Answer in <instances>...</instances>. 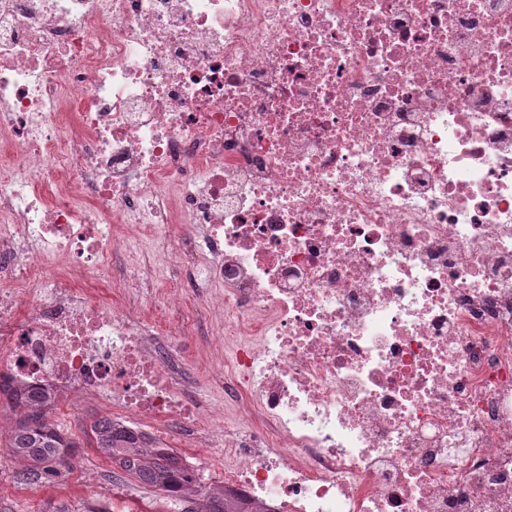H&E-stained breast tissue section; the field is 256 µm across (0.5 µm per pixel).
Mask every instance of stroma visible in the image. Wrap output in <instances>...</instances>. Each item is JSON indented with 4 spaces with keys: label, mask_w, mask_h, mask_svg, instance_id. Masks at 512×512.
Listing matches in <instances>:
<instances>
[{
    "label": "stroma",
    "mask_w": 512,
    "mask_h": 512,
    "mask_svg": "<svg viewBox=\"0 0 512 512\" xmlns=\"http://www.w3.org/2000/svg\"><path fill=\"white\" fill-rule=\"evenodd\" d=\"M204 315L212 336H183L171 333L167 343L183 372L193 379L208 406L224 409V381L211 376V366L224 361V304L216 302ZM103 409L77 394L63 396L50 419L82 440L83 446L71 464L58 466L51 479L25 477V465L8 448L15 416L0 410V512H88L97 499H105L106 512H172L169 503L142 486L119 465L101 456L84 440L92 423L103 417ZM180 457L198 460L196 471L203 485H218L222 479L212 467L213 460L224 455L223 438H215L205 448L192 447L189 429L176 430L173 436Z\"/></svg>",
    "instance_id": "obj_1"
}]
</instances>
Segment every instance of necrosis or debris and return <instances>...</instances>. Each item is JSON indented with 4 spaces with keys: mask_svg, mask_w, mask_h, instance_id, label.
I'll use <instances>...</instances> for the list:
<instances>
[{
    "mask_svg": "<svg viewBox=\"0 0 512 512\" xmlns=\"http://www.w3.org/2000/svg\"><path fill=\"white\" fill-rule=\"evenodd\" d=\"M0 273V373L197 448L223 290L225 495L512 512V0H0ZM204 315L214 336H182L178 333L176 319L170 314L173 329L167 336V343L183 372L195 381L207 405L224 417V379L209 374L211 366L224 362V303L219 300L213 307L208 306Z\"/></svg>",
    "mask_w": 512,
    "mask_h": 512,
    "instance_id": "4bbe7bcc",
    "label": "necrosis or debris"
}]
</instances>
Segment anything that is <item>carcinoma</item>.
I'll list each match as a JSON object with an SVG mask.
<instances>
[{
	"instance_id": "cac0c4a2",
	"label": "carcinoma",
	"mask_w": 512,
	"mask_h": 512,
	"mask_svg": "<svg viewBox=\"0 0 512 512\" xmlns=\"http://www.w3.org/2000/svg\"><path fill=\"white\" fill-rule=\"evenodd\" d=\"M60 395L41 387L21 385L0 376V403L8 405L16 420L8 447L33 476L51 474L80 447V441L62 432L48 419ZM94 448L153 492L171 501L187 502L178 512H241L240 503L224 498V486L201 491L195 473L183 465L171 448L149 447L144 437L112 426L102 417L91 427Z\"/></svg>"
}]
</instances>
